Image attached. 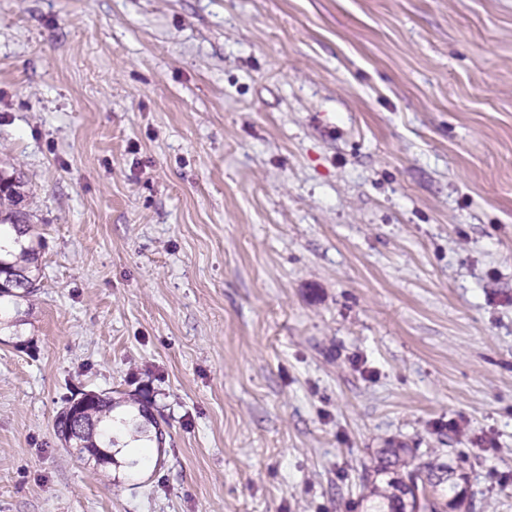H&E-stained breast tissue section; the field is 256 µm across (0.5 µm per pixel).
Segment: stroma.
<instances>
[{"instance_id":"35a3bbf8","label":"stroma","mask_w":512,"mask_h":512,"mask_svg":"<svg viewBox=\"0 0 512 512\" xmlns=\"http://www.w3.org/2000/svg\"><path fill=\"white\" fill-rule=\"evenodd\" d=\"M0 167V512H361L399 445L512 512V0H0ZM85 391L137 474L59 439ZM23 187L20 175L0 171V226L9 224L26 240V245H23L14 261L0 258L1 310L6 309L8 303L18 305V299L31 294L37 287L38 276L35 272L38 270L39 252L33 244L34 225L30 224V214L21 205L25 196L21 190ZM15 232L10 230L9 238H14ZM74 401L72 421L78 426L79 432L70 437L69 446L79 448L80 451H88L96 457L99 464H101L100 459L105 464L110 461V452H112V461L107 465L117 463L115 456L121 452L122 448L128 446L126 442L120 441L119 433L112 428V421H114L112 412L117 408L127 407L135 410L129 418L121 420V424L130 433L132 442H142L136 446L140 451L136 450L132 453L135 458L125 459L130 472H134V469L146 458L142 455L146 452V448H154V445L160 448L162 432L155 419L148 414V409L137 401H114L111 393L89 391L80 393L79 397L71 398L57 414L58 434L62 432L66 423V408ZM99 448L108 449L110 452L102 449L99 457Z\"/></svg>"}]
</instances>
